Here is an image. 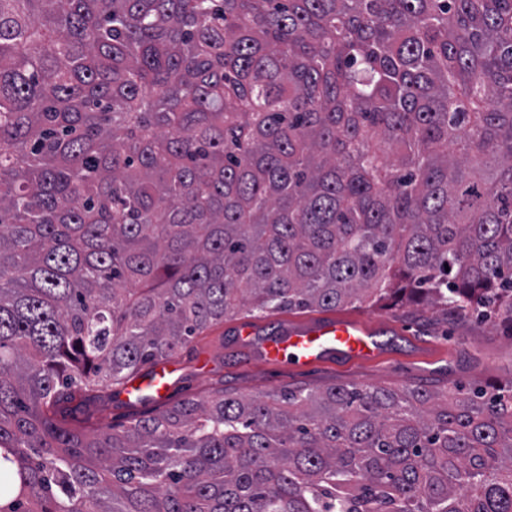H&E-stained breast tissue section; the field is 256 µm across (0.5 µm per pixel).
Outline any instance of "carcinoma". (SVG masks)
<instances>
[{
    "mask_svg": "<svg viewBox=\"0 0 512 512\" xmlns=\"http://www.w3.org/2000/svg\"><path fill=\"white\" fill-rule=\"evenodd\" d=\"M369 298L512 323V0H0V512H512V381L64 407ZM147 381L135 380L129 384L127 392L128 397L137 399L140 395L139 388L146 385ZM125 393L121 394L118 398L112 401L108 409L101 411L95 415L100 419V424L114 425L117 428L121 425H128L131 419L138 416L154 415L159 410L161 404L156 403L154 400L137 403L133 407H128L123 401L127 400Z\"/></svg>",
    "mask_w": 512,
    "mask_h": 512,
    "instance_id": "cac0c4a2",
    "label": "carcinoma"
}]
</instances>
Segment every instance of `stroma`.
<instances>
[{
	"instance_id": "obj_1",
	"label": "stroma",
	"mask_w": 512,
	"mask_h": 512,
	"mask_svg": "<svg viewBox=\"0 0 512 512\" xmlns=\"http://www.w3.org/2000/svg\"><path fill=\"white\" fill-rule=\"evenodd\" d=\"M342 317L365 321L380 335L383 354L370 361L330 360L311 367L268 364L239 341V322L267 329L316 318L313 310L240 311L178 351L170 402L221 388L247 397L332 384H374L390 389L443 392L451 386L487 388L512 381V324L480 322L441 304L384 300L338 308Z\"/></svg>"
}]
</instances>
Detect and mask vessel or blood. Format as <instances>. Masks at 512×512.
I'll return each instance as SVG.
<instances>
[{"label":"vessel or blood","mask_w":512,"mask_h":512,"mask_svg":"<svg viewBox=\"0 0 512 512\" xmlns=\"http://www.w3.org/2000/svg\"><path fill=\"white\" fill-rule=\"evenodd\" d=\"M238 334L254 345L261 359L277 364L292 360L311 366L339 357L348 361L377 358L382 347L374 333L362 322L349 317H322L286 323L262 335L251 323H241Z\"/></svg>","instance_id":"1"}]
</instances>
